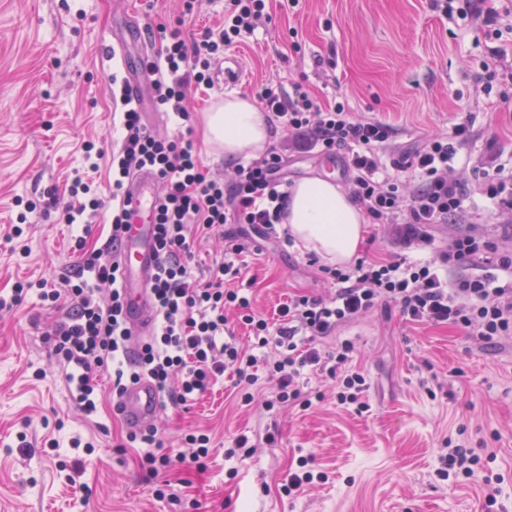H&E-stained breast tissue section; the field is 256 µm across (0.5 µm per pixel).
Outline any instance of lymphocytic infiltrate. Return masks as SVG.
<instances>
[{
	"mask_svg": "<svg viewBox=\"0 0 512 512\" xmlns=\"http://www.w3.org/2000/svg\"><path fill=\"white\" fill-rule=\"evenodd\" d=\"M266 17V0H227L222 25L200 30L192 41L158 25L161 49L150 67L158 73L155 93L164 111L188 119L190 89L210 87L212 67L225 50L253 32ZM122 115V136L111 154L86 144L87 170L75 173L71 195H84L79 207L62 206L67 224L98 223L103 202L95 172L108 164L112 173V235L103 248L89 252L85 237L75 251L83 265L67 292L55 282L16 283L0 308L20 305L30 290L41 301H66L46 341L67 382L78 392L86 413L96 409L100 375L112 374V392L127 383L150 379L163 399L184 404L211 390L225 371H233L243 405L267 413L313 404L300 378L305 368L327 374L336 384V401L368 411L364 370L348 366L351 341L323 349L322 339L347 323L380 308H397L414 323L448 324L463 329L478 347L512 335V253L498 252L484 236L464 231L438 249L437 261L410 259L413 250L431 246L429 229L459 220L468 211L469 189L456 175V159L471 136V115L461 116L448 133L426 139L406 153L390 145L391 128L355 116L343 102L324 106L301 84L266 82L257 97L300 149L324 154L344 152L351 198L366 216L385 224L397 247L382 260H356L349 266H323L336 286L330 297L297 295L280 306L277 322L256 315L247 293L238 288L245 261L239 245L226 248L222 262L206 279L193 273L194 242L227 224H257L266 229L286 218L288 182L283 157L269 149L262 158L236 165L228 181L209 177L191 136L166 139L141 121L127 85L113 90ZM154 172L160 185L156 220L158 244L151 297L156 312L150 336L135 342L125 320L117 259L128 214L121 198L137 171ZM483 196L498 215L512 217V171L488 161L473 172ZM248 326L253 342L242 346L229 327V313ZM272 385L261 395L262 384Z\"/></svg>",
	"mask_w": 512,
	"mask_h": 512,
	"instance_id": "obj_1",
	"label": "lymphocytic infiltrate"
}]
</instances>
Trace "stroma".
Returning a JSON list of instances; mask_svg holds the SVG:
<instances>
[{
  "label": "stroma",
  "mask_w": 512,
  "mask_h": 512,
  "mask_svg": "<svg viewBox=\"0 0 512 512\" xmlns=\"http://www.w3.org/2000/svg\"><path fill=\"white\" fill-rule=\"evenodd\" d=\"M180 9L181 0H0V295L21 280L79 272L82 256L69 242L80 226L33 214L22 236L9 240L14 199L54 186L68 201V177L87 166L85 144L111 149L118 132L102 54L112 27L132 15L147 28L165 22L187 39L224 19V0H202L185 22ZM269 12L230 50L239 82L225 83L219 61L213 87L189 94L192 136L213 175L232 165L205 149V113L229 94L256 97L269 79L301 84L320 103L341 101L391 126L401 150L473 113L458 178L470 181L472 167L494 155L512 168V107L500 101L512 88L511 32L498 37L480 21L443 16L430 0H272ZM487 65L496 71L490 84L481 78ZM337 162L291 151L285 168L292 183L314 173L342 185ZM465 226L512 247V223L496 219L480 193ZM230 240L247 247L243 277L253 283V310L270 318L290 296L330 294L307 250L246 224L224 225L197 244L196 275L223 257ZM54 317L34 292L0 311V512H512V339L481 349L457 327L376 312L337 333L357 347L351 367L369 375L368 412L337 407L330 395L277 416L241 408L228 373L157 421L168 447L189 430L212 433L204 466L176 465L153 478L140 465L142 449L118 450L127 430L110 379L96 413L73 403L43 340ZM269 431L275 444L242 461L225 458L238 434ZM449 441L479 456L482 476L454 487L438 476ZM302 455L326 481L280 494ZM165 481L173 494L157 498Z\"/></svg>",
  "instance_id": "stroma-1"
}]
</instances>
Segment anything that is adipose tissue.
Returning a JSON list of instances; mask_svg holds the SVG:
<instances>
[{
    "label": "adipose tissue",
    "mask_w": 512,
    "mask_h": 512,
    "mask_svg": "<svg viewBox=\"0 0 512 512\" xmlns=\"http://www.w3.org/2000/svg\"><path fill=\"white\" fill-rule=\"evenodd\" d=\"M205 144L225 160L256 159L270 139V123L254 100L229 96L204 119ZM288 229L294 239L331 265L351 262L363 239L366 218L334 180L319 175L289 190Z\"/></svg>",
    "instance_id": "ef3b65f1"
}]
</instances>
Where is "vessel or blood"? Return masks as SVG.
<instances>
[{"label":"vessel or blood","instance_id":"vessel-or-blood-1","mask_svg":"<svg viewBox=\"0 0 512 512\" xmlns=\"http://www.w3.org/2000/svg\"><path fill=\"white\" fill-rule=\"evenodd\" d=\"M126 78L132 95L141 107L151 104V80L146 71H132ZM159 203L156 176L148 171L137 172L129 181L124 204L130 213L129 224L119 248L122 264L121 286L126 295V320L134 335L148 331L153 314L147 284L154 271L153 217ZM121 416L129 431L141 432L157 421L161 404L152 382L143 379L125 387L119 398Z\"/></svg>","mask_w":512,"mask_h":512}]
</instances>
